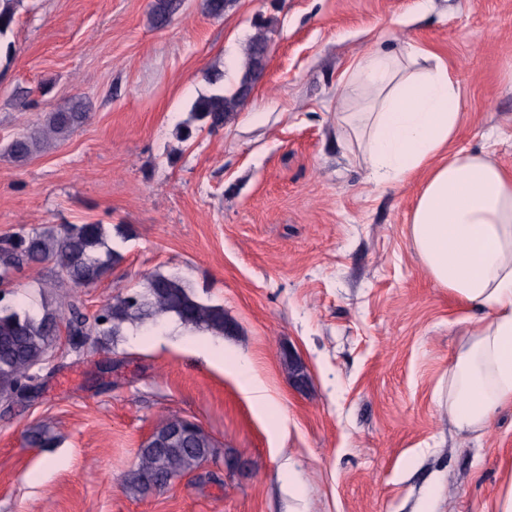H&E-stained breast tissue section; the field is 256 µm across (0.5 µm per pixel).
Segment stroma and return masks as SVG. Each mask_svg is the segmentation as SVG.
I'll use <instances>...</instances> for the list:
<instances>
[{
    "label": "stroma",
    "instance_id": "stroma-1",
    "mask_svg": "<svg viewBox=\"0 0 512 512\" xmlns=\"http://www.w3.org/2000/svg\"><path fill=\"white\" fill-rule=\"evenodd\" d=\"M152 0H21L0 57V238L49 224L126 225L122 261L78 289L91 312L149 274L182 273L223 304L221 338L171 321L111 348L59 336L33 398L0 406V512H497L512 484V408L458 432L435 391L479 313L438 288L408 237L416 188L369 183L336 129L338 81L363 52L413 42L459 83L455 149L495 133L512 168V0H237L223 18L183 0L165 28ZM276 19L267 76L211 131H175L241 76L253 20ZM76 97L88 122L27 163L4 146ZM13 300L57 312L48 267ZM244 356L239 377L196 343ZM298 373H291V365ZM213 439L212 465L145 497L125 478L160 420ZM47 424L53 446L26 433ZM240 458L244 469L228 470ZM234 371L240 377L243 388L249 395V398L252 399L254 403L265 406L267 404L265 389L252 375L249 362H247V360H237L234 363Z\"/></svg>",
    "mask_w": 512,
    "mask_h": 512
}]
</instances>
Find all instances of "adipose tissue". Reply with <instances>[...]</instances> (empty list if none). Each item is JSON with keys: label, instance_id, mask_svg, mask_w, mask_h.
<instances>
[{"label": "adipose tissue", "instance_id": "adipose-tissue-1", "mask_svg": "<svg viewBox=\"0 0 512 512\" xmlns=\"http://www.w3.org/2000/svg\"><path fill=\"white\" fill-rule=\"evenodd\" d=\"M340 96L336 127L370 181L419 183L409 235L429 277L481 313L437 397L457 429H482L512 406V170L489 151L449 152L460 91L429 50L366 51L343 72Z\"/></svg>", "mask_w": 512, "mask_h": 512}]
</instances>
